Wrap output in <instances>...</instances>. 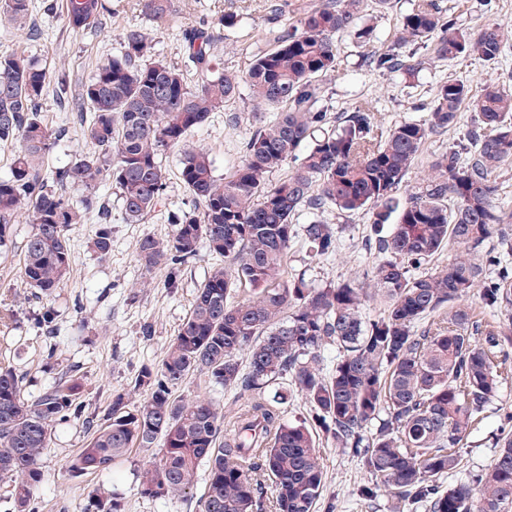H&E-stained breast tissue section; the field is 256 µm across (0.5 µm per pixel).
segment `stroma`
Returning <instances> with one entry per match:
<instances>
[{
  "label": "stroma",
  "instance_id": "stroma-1",
  "mask_svg": "<svg viewBox=\"0 0 512 512\" xmlns=\"http://www.w3.org/2000/svg\"><path fill=\"white\" fill-rule=\"evenodd\" d=\"M27 20L12 26L0 25V52L25 53L40 64L64 66L72 81L88 80L99 59L119 54L127 28L138 27L151 42V58L180 68L190 88H197L203 75L189 63L183 48L186 29L205 21L210 23L216 55L225 70L245 72L262 34L269 27L285 25L299 13L323 0H170L169 16L159 25L143 12V0H110L111 13L101 25L73 31L64 22L66 0H30ZM419 0H393L382 8L365 0L362 24L372 26L369 38L344 33L338 39L336 70L331 76L316 78L319 104L330 115L347 111L356 99L369 97L378 103V117L384 126L401 120L425 118L433 101V89L443 79H458L472 89H480L486 76L512 90V40L497 62L475 57L435 59L431 49L416 53L420 63L415 77L400 71H380L368 66L371 54L397 52L396 32L404 15ZM446 16L457 26L477 29L490 22L512 25V0H437ZM286 4L287 10L274 15L273 8ZM233 16V25H223L224 16ZM253 103L241 94L230 112L240 120L233 123L228 114L216 112L186 138V146L206 150L217 179H224L241 160V146L252 128ZM42 120L65 134L45 158V166L55 169L74 162L86 150L81 131L72 113L61 107L55 91H48ZM473 127V114L462 111L460 124L433 135L426 143L410 182L427 174L431 162L449 147L466 139ZM182 150L173 149L163 157L167 188L154 212L142 223H131L121 209L114 185L104 184L101 195L112 210V250L99 257L92 250L97 231L94 221L70 226L72 270L64 286L48 299L36 298L23 279L24 245L34 226L19 220L12 226L10 245L0 254V366H9L24 379V394L34 398L54 387L61 373L75 371L81 382L77 395L85 416L102 419L112 397L123 394L136 407L149 393L135 379L146 366H158L178 330L189 316L199 284L215 263L213 256L201 253L182 270L176 285H169L163 268L145 270L136 259L139 239L147 234L167 237L172 226L169 216L192 207L193 201L180 181ZM320 220L332 224L337 235V252L329 258L311 256L301 231L311 221L310 213L296 215V231L288 246L285 277L305 274L313 286L341 282L363 272L373 263L364 243L369 233L368 215L357 213L337 217L335 212L320 213ZM56 312L52 330L38 326L37 317L46 308ZM150 335H143V328ZM497 396L475 421L463 448L458 451L459 466L443 480L444 487L476 480L492 462L498 434L512 432V359L508 360ZM189 402L208 399L220 415L231 416L234 394L213 385L201 373L189 374L174 392ZM90 437L82 419L57 425L48 448L41 457L43 480L35 489L40 512H94L92 495L112 489L121 494V512H197V497L204 491L207 472L198 469L193 494L187 498L165 499L141 496L139 475L151 452L132 449L110 473H90L77 477L65 473L66 461L83 448ZM316 442L326 484L316 512H426L424 507H404L389 493L380 492L373 500L359 494L370 474L360 462L337 448L325 434Z\"/></svg>",
  "mask_w": 512,
  "mask_h": 512
}]
</instances>
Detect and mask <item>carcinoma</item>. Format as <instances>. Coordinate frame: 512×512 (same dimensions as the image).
Masks as SVG:
<instances>
[{"mask_svg": "<svg viewBox=\"0 0 512 512\" xmlns=\"http://www.w3.org/2000/svg\"><path fill=\"white\" fill-rule=\"evenodd\" d=\"M362 5L328 0L287 27L269 28L263 40L274 47H256L241 75L216 63L210 27L191 29L186 51L205 75L193 90L178 68L146 60V34L127 29L120 54L99 60L69 105L88 150L53 171L44 158L64 131L48 127L41 108L47 84L64 85L65 72L0 52V142H21L11 177L0 180V248H8L18 217L35 225L24 246V278L38 298L52 296L69 278L71 225L95 216L92 247L102 258L111 252V210L101 185H115L127 220H145L167 188L163 155L234 102L241 85L254 102L252 131L234 171L220 182L207 152H185L181 182L196 206L171 216L168 237L145 235L137 245V261L148 271L168 269L171 286L203 249L224 264L197 289L161 365L137 375L149 399L132 408L115 395L104 422L88 423L91 438L67 461L70 475L110 472L132 448H154L140 475L143 496L192 493L204 463L198 512H263L265 478L277 491L273 512H314L325 475L312 426L288 421L281 410L287 392L249 399L228 421L206 399L172 397L194 372L242 391L289 378L315 426L375 478L360 488L363 498L377 497L383 486L398 502L427 512H512L511 433L497 438V455L477 485L440 486L457 466V448L472 423L498 394L502 373L494 357H507L512 345V271L486 250L496 237L512 252V212L499 205L494 178L512 157V93L495 80L477 93L461 80L441 81L426 118L387 131L371 98L329 116L317 106L314 79L336 71V36L356 28ZM29 8V0H0V21L21 23ZM144 8L154 22L166 21L168 0H146ZM104 13L103 0H68L65 22L73 31L96 28ZM398 41L410 50L406 58L384 53L368 61L411 77L415 52L430 44L440 59L496 61L504 27L456 28L435 0H422L403 17ZM463 106L475 115L467 144L435 158L430 173L401 197L426 141L456 127ZM270 109L276 117L267 123L261 113ZM286 167L288 175L272 180ZM69 186L84 190L80 203L66 197ZM306 208L369 214L370 272L318 288L301 275L282 278L293 219ZM303 232L313 256L336 254L331 225L312 220ZM450 241L463 255L438 271L424 269ZM488 266L498 267L495 275L486 274ZM368 281L384 310L366 321L360 308ZM243 283L252 295L236 302L233 293ZM477 286L484 307L500 312L498 320L485 322L459 304ZM326 345L336 346V364L324 373L316 365ZM79 389L78 378L66 373L29 400L20 376L0 367V480L13 483L11 512H38L41 455L53 428L81 415ZM96 508L120 512V501L100 491Z\"/></svg>", "mask_w": 512, "mask_h": 512, "instance_id": "cac0c4a2", "label": "carcinoma"}]
</instances>
